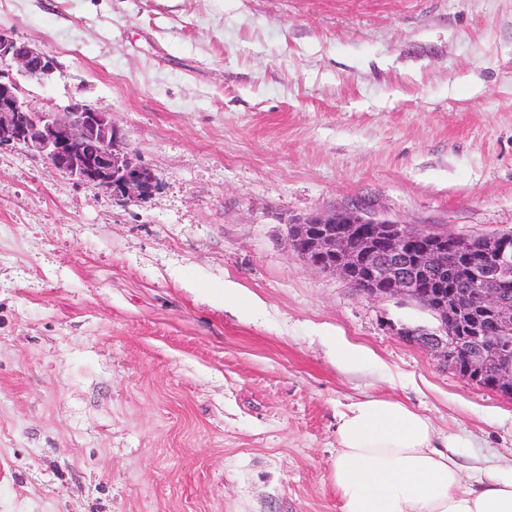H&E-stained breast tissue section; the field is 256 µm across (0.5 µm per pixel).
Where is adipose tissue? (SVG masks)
<instances>
[{
  "mask_svg": "<svg viewBox=\"0 0 512 512\" xmlns=\"http://www.w3.org/2000/svg\"><path fill=\"white\" fill-rule=\"evenodd\" d=\"M330 470L340 512H512V474L467 466L407 405L370 397L340 412Z\"/></svg>",
  "mask_w": 512,
  "mask_h": 512,
  "instance_id": "1",
  "label": "adipose tissue"
}]
</instances>
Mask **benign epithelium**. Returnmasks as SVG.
<instances>
[{
    "instance_id": "7a95c632",
    "label": "benign epithelium",
    "mask_w": 512,
    "mask_h": 512,
    "mask_svg": "<svg viewBox=\"0 0 512 512\" xmlns=\"http://www.w3.org/2000/svg\"><path fill=\"white\" fill-rule=\"evenodd\" d=\"M30 80L57 69L54 57L0 29V59ZM24 146L55 171L111 196L136 202L158 186L153 171L121 147L112 113L81 101L37 112L17 81L0 71V149ZM304 268L343 276L372 299L403 297L430 311L434 330L395 334L433 350L448 369L512 398V234L469 236L416 228L355 210L288 225Z\"/></svg>"
}]
</instances>
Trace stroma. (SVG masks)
I'll use <instances>...</instances> for the list:
<instances>
[{
	"mask_svg": "<svg viewBox=\"0 0 512 512\" xmlns=\"http://www.w3.org/2000/svg\"><path fill=\"white\" fill-rule=\"evenodd\" d=\"M0 29L57 62L34 110L111 113L159 181L123 203L0 151V512H339L368 396L512 466V399L386 328L433 315L287 237L355 207L512 232V0H0Z\"/></svg>",
	"mask_w": 512,
	"mask_h": 512,
	"instance_id": "35a3bbf8",
	"label": "stroma"
}]
</instances>
